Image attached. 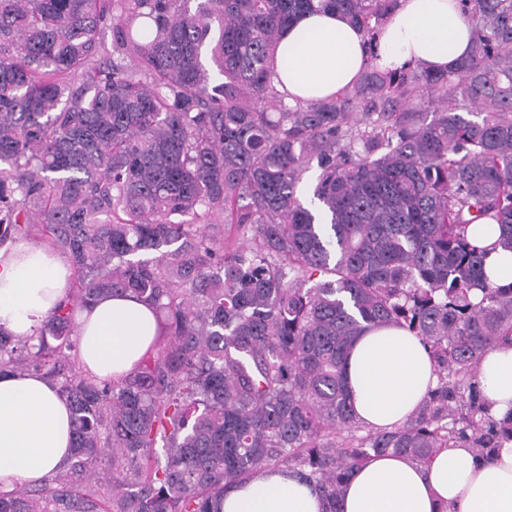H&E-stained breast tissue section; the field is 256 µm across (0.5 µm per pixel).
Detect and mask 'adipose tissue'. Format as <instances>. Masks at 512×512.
Instances as JSON below:
<instances>
[{"label":"adipose tissue","instance_id":"obj_1","mask_svg":"<svg viewBox=\"0 0 512 512\" xmlns=\"http://www.w3.org/2000/svg\"><path fill=\"white\" fill-rule=\"evenodd\" d=\"M473 25L460 0H400L383 25L380 69L418 66L444 70L468 56ZM274 83L288 103L333 95L359 75L362 31L335 11L300 16L280 39ZM72 276L68 256L19 240L0 250V327L16 336L36 327L65 297ZM155 333L150 307L129 297L103 295L78 316L79 360L98 380L132 372ZM347 386L358 420L377 430L402 424L437 384L423 341L386 326L359 337L346 363ZM478 387L495 419L512 414V344L482 359ZM69 404L48 379L0 377V492L44 482L69 457ZM339 512H512V440L480 458L466 447L442 450L425 467L399 455L371 457L353 469ZM319 490L281 469L230 490L224 512H322Z\"/></svg>","mask_w":512,"mask_h":512}]
</instances>
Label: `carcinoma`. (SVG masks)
<instances>
[{
	"instance_id": "cac0c4a2",
	"label": "carcinoma",
	"mask_w": 512,
	"mask_h": 512,
	"mask_svg": "<svg viewBox=\"0 0 512 512\" xmlns=\"http://www.w3.org/2000/svg\"><path fill=\"white\" fill-rule=\"evenodd\" d=\"M461 3L471 53L430 72L375 64L399 0H0V249L49 243L73 268L33 335L0 328V375L41 373L74 421L69 460L0 512H223L282 466L336 512L373 455L425 466L512 438L476 381L512 340V283L485 271L512 252V0ZM323 9L363 30L367 63L290 105L279 34ZM491 221L492 244L468 236ZM106 294L156 318L109 383L73 339ZM383 326L421 337L438 383L406 422L361 435L344 360Z\"/></svg>"
}]
</instances>
